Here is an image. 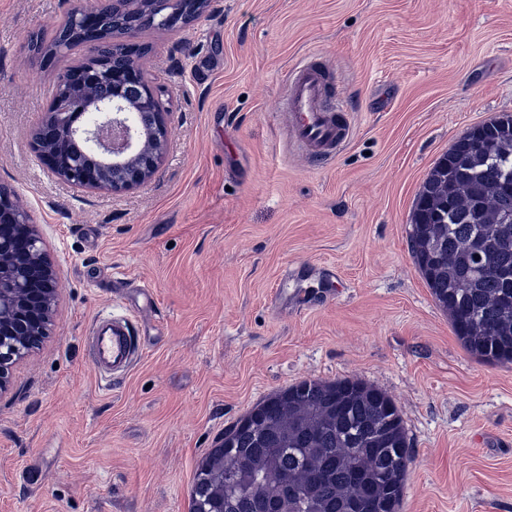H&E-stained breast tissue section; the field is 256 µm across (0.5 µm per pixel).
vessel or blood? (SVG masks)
I'll return each instance as SVG.
<instances>
[{"instance_id": "obj_1", "label": "vessel or blood", "mask_w": 512, "mask_h": 512, "mask_svg": "<svg viewBox=\"0 0 512 512\" xmlns=\"http://www.w3.org/2000/svg\"><path fill=\"white\" fill-rule=\"evenodd\" d=\"M333 73L315 59L295 67L285 95L288 129L295 147L306 157L326 164L351 139L352 124L344 107L331 103ZM92 363L101 376L128 373L140 356L132 322L125 318L98 319L92 329Z\"/></svg>"}]
</instances>
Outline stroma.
<instances>
[{
    "instance_id": "stroma-1",
    "label": "stroma",
    "mask_w": 512,
    "mask_h": 512,
    "mask_svg": "<svg viewBox=\"0 0 512 512\" xmlns=\"http://www.w3.org/2000/svg\"><path fill=\"white\" fill-rule=\"evenodd\" d=\"M68 0H0V185L59 270L50 336L0 397V512H189L202 459L265 397L358 378L399 408L414 457L401 512H512V364L463 349L410 249L436 159L512 113V0H212L146 27L140 62L170 108L144 185L79 193L32 132L65 53ZM335 72L352 139L330 164L288 143L284 74ZM303 304L275 303L280 279ZM128 316L144 352L101 377L89 333ZM83 38L81 34H76L74 31L67 28H61L56 31L55 35L49 40L40 35V37L36 38L35 42H33V49L35 53L42 56H51L60 44L67 42L74 47L80 44Z\"/></svg>"
}]
</instances>
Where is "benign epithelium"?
Returning a JSON list of instances; mask_svg holds the SVG:
<instances>
[{
	"label": "benign epithelium",
	"mask_w": 512,
	"mask_h": 512,
	"mask_svg": "<svg viewBox=\"0 0 512 512\" xmlns=\"http://www.w3.org/2000/svg\"><path fill=\"white\" fill-rule=\"evenodd\" d=\"M179 0H100L92 8L86 0H71L64 22L89 33L82 42L84 53L77 64L87 67V83L70 87L65 69L58 74L57 90L42 126L52 134L33 141L39 163L53 176L79 192L129 191L150 180L157 172L168 134L169 110L132 54L112 68L97 59V41L90 35L100 15L112 12L128 17L142 11L175 4ZM139 27L118 25L112 37L136 43ZM106 83L112 97L99 101L96 88ZM153 111L159 132L139 125L137 111ZM83 141L97 156V166L70 153L71 141ZM58 269L40 229L17 193L0 186V397L13 386L15 368L49 335L55 315ZM224 472L217 466L203 492L209 507L203 512H221Z\"/></svg>",
	"instance_id": "7a95c632"
}]
</instances>
